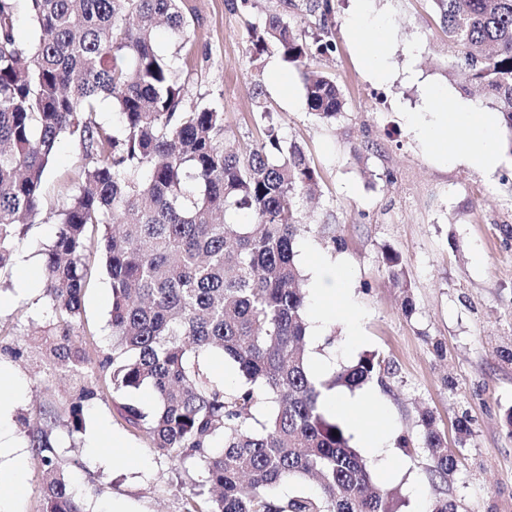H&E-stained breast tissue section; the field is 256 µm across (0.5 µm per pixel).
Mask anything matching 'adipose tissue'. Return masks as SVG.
I'll return each mask as SVG.
<instances>
[{"mask_svg":"<svg viewBox=\"0 0 512 512\" xmlns=\"http://www.w3.org/2000/svg\"><path fill=\"white\" fill-rule=\"evenodd\" d=\"M352 34L365 45V54L375 74H383V62L390 44L383 30H369L364 13H357L351 22ZM413 130L437 155L460 161L478 172L494 171L500 162L497 125L488 112H477L469 107H448L446 94L435 86L424 90L422 111L404 115ZM455 137H448V130ZM312 283L320 299V307L312 319L314 331L326 329L337 316L352 313L349 294V272L342 258L317 255L310 260ZM321 404L325 412L346 422L362 442L372 448L382 460H390L392 450L378 440L365 423L363 411L366 400L347 394H323Z\"/></svg>","mask_w":512,"mask_h":512,"instance_id":"obj_1","label":"adipose tissue"}]
</instances>
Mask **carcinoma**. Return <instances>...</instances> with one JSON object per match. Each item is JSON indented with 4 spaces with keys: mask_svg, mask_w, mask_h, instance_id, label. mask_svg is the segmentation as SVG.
<instances>
[{
    "mask_svg": "<svg viewBox=\"0 0 512 512\" xmlns=\"http://www.w3.org/2000/svg\"><path fill=\"white\" fill-rule=\"evenodd\" d=\"M36 38L16 41L18 0H0V270L28 225L51 218L57 232L43 251L49 303L41 340L56 370L80 373L84 290L91 259L104 261L112 289V348L98 361L112 401L129 425L147 432L172 462H192L202 481L186 512H401L402 500L377 485L348 428L321 408L323 391L375 381L390 390L394 370L368 352L327 381L306 352L304 275L297 244L301 201L318 174L300 145L264 118L261 138L224 148V112L187 105L171 60L148 21L163 20L182 40L190 26L181 0H25ZM448 38L451 71L480 88L507 130L512 154V0H428ZM323 36L308 41L276 10L248 33V53L270 48L294 64L308 110L331 122L344 102L336 82L308 67L329 50L332 0H306ZM120 112L114 129L96 120L102 101ZM81 149L67 205L44 213L42 185L58 139ZM248 212L250 224H228ZM391 279L415 304L400 256L384 254ZM232 363L239 384L215 379L208 356ZM150 390L157 406L135 398ZM99 395L87 382L67 412L84 428V406ZM419 443L431 479L457 468L456 449L433 412L419 413ZM60 415L43 411L25 429L52 477L44 512H86L57 466L52 435ZM457 444L473 435L460 415ZM313 477L314 493H277ZM210 493L208 507L195 498Z\"/></svg>",
    "mask_w": 512,
    "mask_h": 512,
    "instance_id": "carcinoma-1",
    "label": "carcinoma"
}]
</instances>
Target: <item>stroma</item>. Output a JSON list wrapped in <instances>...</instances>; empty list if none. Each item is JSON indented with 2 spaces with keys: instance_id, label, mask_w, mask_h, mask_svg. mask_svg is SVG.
<instances>
[{
  "instance_id": "stroma-1",
  "label": "stroma",
  "mask_w": 512,
  "mask_h": 512,
  "mask_svg": "<svg viewBox=\"0 0 512 512\" xmlns=\"http://www.w3.org/2000/svg\"><path fill=\"white\" fill-rule=\"evenodd\" d=\"M332 51L310 60L311 69L333 78L344 109L324 124L309 114L299 74L277 50L253 58L248 31L262 24L277 0L232 6L230 0H183L192 27L185 41L167 27L155 30L157 49L173 57L189 99L216 102L224 111V143L239 147L258 139L270 109L287 140L297 142L316 167L318 191L303 205L307 229L300 255L336 253L324 237L335 230L346 242L341 253L351 278L352 302L361 339L352 342L345 318L318 336H308L309 356L326 359L329 371L367 351L389 359L396 374L391 392L373 382L366 391L379 409L371 426L391 439L417 438L418 410L433 411L449 447L459 450L458 469L442 488L463 512H512V434L501 423L512 406V364L495 353L512 341V244L500 225H512V155L498 169L479 173L436 156L405 125L402 115L421 104V86L444 88L449 105L466 102L488 109L485 96L464 90L449 75L448 41L432 18L427 0H334ZM381 20L392 50L387 77L373 76L350 31L356 10ZM262 95L253 98V87ZM81 152L60 138L44 182L46 208L60 210L76 180ZM51 221L32 224L17 245L15 264L0 271V377L12 389V410L0 422V512H42L45 467L21 432L20 421L46 407L65 413L75 393L71 377L47 366L37 335L47 300L41 285L20 290L17 266L42 264L54 238ZM399 253L415 302L401 308L382 260ZM112 292L102 267H94L84 292L80 345L89 361L112 345ZM444 355H437L435 343ZM468 413L473 437L458 446L455 419ZM59 467L81 496L87 512H185L190 482L199 471L161 456L148 434L127 424L111 394L89 402L85 429L54 433ZM368 465L386 488L396 489L402 512H426L435 495L423 450L394 449L390 471L376 457ZM105 475L107 486L94 482Z\"/></svg>"
}]
</instances>
